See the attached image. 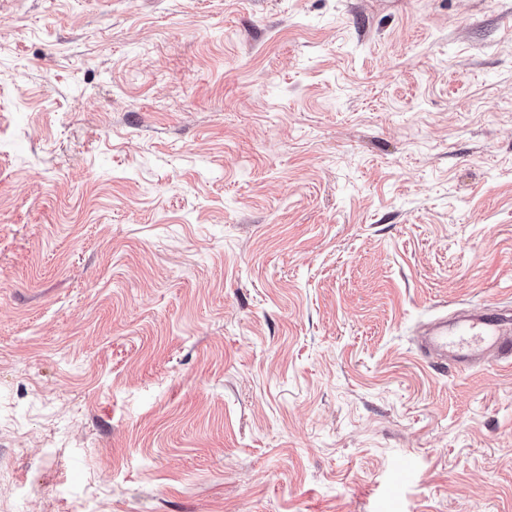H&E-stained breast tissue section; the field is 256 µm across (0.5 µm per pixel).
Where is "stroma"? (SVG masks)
Returning a JSON list of instances; mask_svg holds the SVG:
<instances>
[{
	"instance_id": "35a3bbf8",
	"label": "stroma",
	"mask_w": 512,
	"mask_h": 512,
	"mask_svg": "<svg viewBox=\"0 0 512 512\" xmlns=\"http://www.w3.org/2000/svg\"><path fill=\"white\" fill-rule=\"evenodd\" d=\"M512 0H0V512H512ZM417 335V351L441 371L471 372L491 356L512 365L510 309L481 306L461 317L436 318L424 324Z\"/></svg>"
}]
</instances>
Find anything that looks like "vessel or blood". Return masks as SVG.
I'll list each match as a JSON object with an SVG mask.
<instances>
[{"label":"vessel or blood","instance_id":"vessel-or-blood-1","mask_svg":"<svg viewBox=\"0 0 512 512\" xmlns=\"http://www.w3.org/2000/svg\"><path fill=\"white\" fill-rule=\"evenodd\" d=\"M417 350L441 371L471 372L491 357L511 366L512 310L481 306L461 317L434 319L419 330Z\"/></svg>","mask_w":512,"mask_h":512}]
</instances>
